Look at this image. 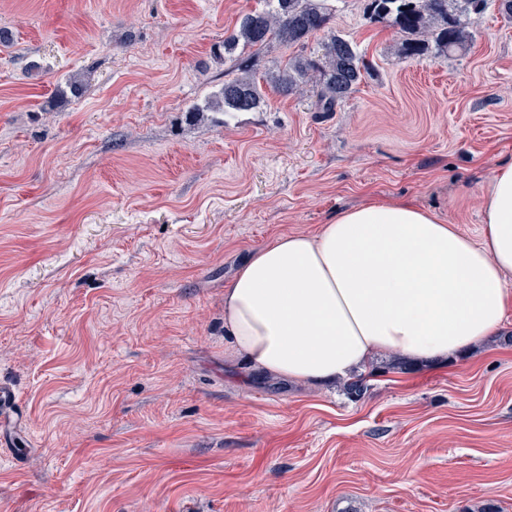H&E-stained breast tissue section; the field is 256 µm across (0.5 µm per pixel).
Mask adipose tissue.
Returning <instances> with one entry per match:
<instances>
[{
    "instance_id": "1",
    "label": "adipose tissue",
    "mask_w": 512,
    "mask_h": 512,
    "mask_svg": "<svg viewBox=\"0 0 512 512\" xmlns=\"http://www.w3.org/2000/svg\"><path fill=\"white\" fill-rule=\"evenodd\" d=\"M480 240L401 201L338 210L257 249L224 289V333L255 372L323 385L378 355H462L512 319V163L482 193Z\"/></svg>"
}]
</instances>
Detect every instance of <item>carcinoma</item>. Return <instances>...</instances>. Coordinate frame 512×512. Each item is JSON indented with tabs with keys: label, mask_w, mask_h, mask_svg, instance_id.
Here are the masks:
<instances>
[{
	"label": "carcinoma",
	"mask_w": 512,
	"mask_h": 512,
	"mask_svg": "<svg viewBox=\"0 0 512 512\" xmlns=\"http://www.w3.org/2000/svg\"><path fill=\"white\" fill-rule=\"evenodd\" d=\"M490 0H368L366 10L398 29V51L408 57L430 54L447 58L466 51L471 32L465 19L480 16ZM267 6L243 14L224 38V53L261 49L277 41L305 49L309 40L323 33L318 55L298 54L265 76L266 84L284 94L309 91L319 112L336 107L358 91L366 68L356 43L329 29L330 12L322 0H265ZM240 74L224 82L218 95L197 112H255L264 94L252 58L239 56ZM368 389L357 376L343 384L353 400Z\"/></svg>",
	"instance_id": "carcinoma-1"
}]
</instances>
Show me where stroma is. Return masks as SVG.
<instances>
[{
  "label": "stroma",
  "instance_id": "obj_1",
  "mask_svg": "<svg viewBox=\"0 0 512 512\" xmlns=\"http://www.w3.org/2000/svg\"><path fill=\"white\" fill-rule=\"evenodd\" d=\"M256 3L0 0V512H512V321L357 401L224 341L253 250L338 209L406 201L480 239L512 162V20L405 57L364 0H326L368 67L352 97L204 111Z\"/></svg>",
  "mask_w": 512,
  "mask_h": 512
}]
</instances>
